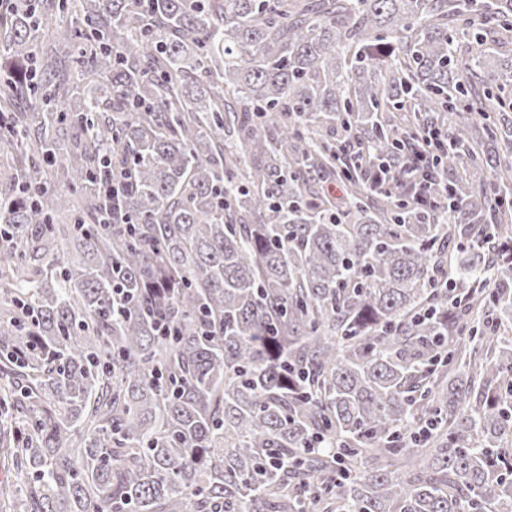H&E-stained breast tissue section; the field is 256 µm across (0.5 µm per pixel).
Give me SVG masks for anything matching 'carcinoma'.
Returning <instances> with one entry per match:
<instances>
[{
  "label": "carcinoma",
  "mask_w": 512,
  "mask_h": 512,
  "mask_svg": "<svg viewBox=\"0 0 512 512\" xmlns=\"http://www.w3.org/2000/svg\"><path fill=\"white\" fill-rule=\"evenodd\" d=\"M509 41L512 0L6 4L0 512L511 507ZM407 99L470 113L449 216L366 198Z\"/></svg>",
  "instance_id": "obj_1"
}]
</instances>
